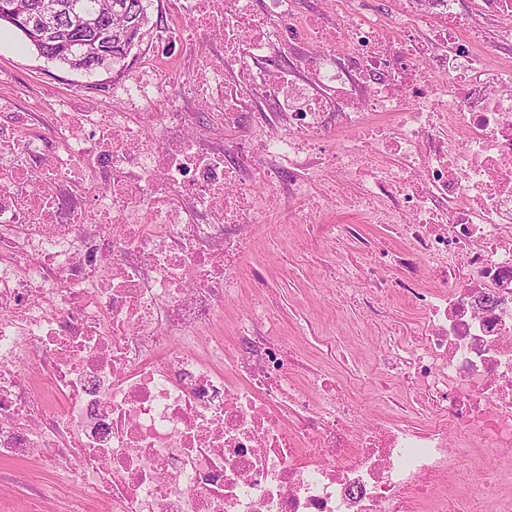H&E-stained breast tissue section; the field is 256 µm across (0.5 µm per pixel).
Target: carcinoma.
<instances>
[{
  "instance_id": "cac0c4a2",
  "label": "carcinoma",
  "mask_w": 512,
  "mask_h": 512,
  "mask_svg": "<svg viewBox=\"0 0 512 512\" xmlns=\"http://www.w3.org/2000/svg\"><path fill=\"white\" fill-rule=\"evenodd\" d=\"M82 13L60 16L58 26L43 44L66 66L72 53L81 48L84 54L93 56L100 50V35L84 23L86 16H100L107 19L112 33V64L125 60L128 52L125 45L129 36L142 34L150 22L145 3L149 0H81Z\"/></svg>"
}]
</instances>
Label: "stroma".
<instances>
[{
	"label": "stroma",
	"instance_id": "obj_1",
	"mask_svg": "<svg viewBox=\"0 0 512 512\" xmlns=\"http://www.w3.org/2000/svg\"><path fill=\"white\" fill-rule=\"evenodd\" d=\"M179 12L176 0H153L150 23L139 46L114 69L86 76L47 61L21 44L15 32L0 29V120L13 113L32 115L29 135L50 133L48 105L61 112H93L121 105L119 91L129 77L147 63L175 55L173 45L163 38L164 28L188 22ZM320 227L307 224L294 229L278 249H268L264 235H257L250 269L224 300V338L232 340L238 321L252 305L257 288L252 268L266 266L277 278L265 299L278 320L280 341L292 345L301 357L294 374L301 385H313L317 376L333 374L346 394L367 405V418L383 411L374 400L372 380L377 354L384 343L374 334L367 320L327 292L324 269L336 260L329 247L320 243ZM335 336L339 355L329 356L320 348L322 334Z\"/></svg>",
	"mask_w": 512,
	"mask_h": 512
}]
</instances>
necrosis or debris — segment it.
I'll return each mask as SVG.
<instances>
[{"instance_id":"4bbe7bcc","label":"necrosis or debris","mask_w":512,"mask_h":512,"mask_svg":"<svg viewBox=\"0 0 512 512\" xmlns=\"http://www.w3.org/2000/svg\"><path fill=\"white\" fill-rule=\"evenodd\" d=\"M218 2L181 0L191 33L170 34L174 68L141 70L126 108L53 113L47 138L23 137L24 112L0 124V462L38 459L47 480L30 512L71 485L73 512H454L474 442L512 469V65L488 62L512 47V0H482L492 31L457 0H431L426 37L415 0L388 22L331 0L335 27L294 0ZM213 36L220 73L197 51ZM292 41L319 44L304 60L317 88L263 67ZM176 71L208 103L205 127L167 96ZM245 124L257 147H205L203 135ZM327 168L359 190L307 204ZM326 202L404 243L391 262L412 320L387 299L384 252L331 279L411 343L380 352L386 411L371 424L350 398L330 400L335 382L293 383L286 346L248 327L272 321L268 307L249 309L234 347L215 330L254 234L273 216L318 222ZM321 225L331 244L362 236Z\"/></svg>"}]
</instances>
